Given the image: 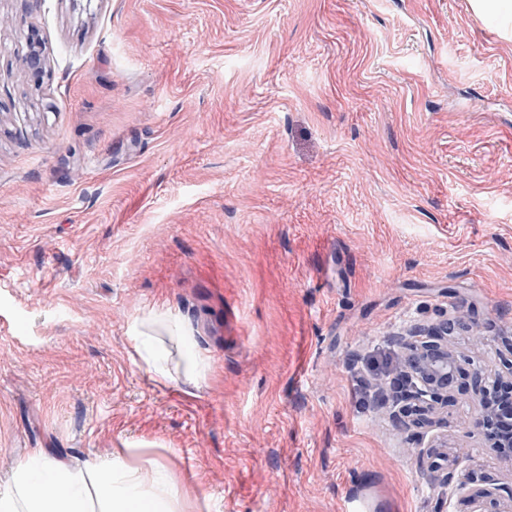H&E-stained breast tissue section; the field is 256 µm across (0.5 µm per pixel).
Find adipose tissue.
Here are the masks:
<instances>
[{"label": "adipose tissue", "mask_w": 512, "mask_h": 512, "mask_svg": "<svg viewBox=\"0 0 512 512\" xmlns=\"http://www.w3.org/2000/svg\"><path fill=\"white\" fill-rule=\"evenodd\" d=\"M134 347L153 380L167 383L168 345L193 346L189 328L167 312H151L136 321ZM56 484L53 495H44L43 481ZM0 512H175L172 484L157 463L141 464L116 455L84 468L34 449L26 462L0 488Z\"/></svg>", "instance_id": "ef3b65f1"}]
</instances>
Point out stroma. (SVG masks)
Here are the masks:
<instances>
[{
	"label": "stroma",
	"instance_id": "35a3bbf8",
	"mask_svg": "<svg viewBox=\"0 0 512 512\" xmlns=\"http://www.w3.org/2000/svg\"><path fill=\"white\" fill-rule=\"evenodd\" d=\"M156 309L199 383L137 356ZM458 309L505 372L512 38L469 0H0V485L125 451L176 512H469L418 457L512 487L468 390L419 438L354 381ZM189 328L168 312L153 311L136 321L131 340L140 358L148 366L153 380L167 383L174 380L168 367V343L183 349L194 344Z\"/></svg>",
	"mask_w": 512,
	"mask_h": 512
}]
</instances>
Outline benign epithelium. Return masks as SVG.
<instances>
[{
    "label": "benign epithelium",
    "instance_id": "1",
    "mask_svg": "<svg viewBox=\"0 0 512 512\" xmlns=\"http://www.w3.org/2000/svg\"><path fill=\"white\" fill-rule=\"evenodd\" d=\"M459 326L476 328V324L459 310L441 324L413 325L393 335L401 348L405 370L401 394L405 404L392 414V421L399 429L428 427L434 423L435 416L448 407L451 393L462 373V364L469 363L448 344V336ZM467 376L468 387L478 405L474 432L491 441L499 459L509 466L512 464V451L505 453L499 450V443L492 439V434L497 426L512 423V411L505 416L492 407L494 384L488 381V375L482 369L472 366ZM456 466L457 458L447 459V471L441 482L450 488L467 487L471 512H512V492L506 499L496 498L487 487V477L472 473L465 481L458 475Z\"/></svg>",
    "mask_w": 512,
    "mask_h": 512
}]
</instances>
